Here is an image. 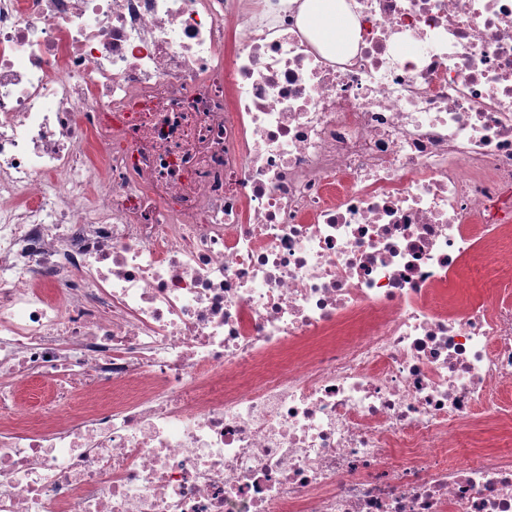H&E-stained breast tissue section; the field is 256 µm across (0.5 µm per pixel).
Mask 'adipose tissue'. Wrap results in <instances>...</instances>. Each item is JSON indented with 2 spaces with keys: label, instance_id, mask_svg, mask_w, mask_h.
Instances as JSON below:
<instances>
[{
  "label": "adipose tissue",
  "instance_id": "1",
  "mask_svg": "<svg viewBox=\"0 0 512 512\" xmlns=\"http://www.w3.org/2000/svg\"><path fill=\"white\" fill-rule=\"evenodd\" d=\"M298 26L322 52L332 56L351 51L359 39V24L346 0H304Z\"/></svg>",
  "mask_w": 512,
  "mask_h": 512
}]
</instances>
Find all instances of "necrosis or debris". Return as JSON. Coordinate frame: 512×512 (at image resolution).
<instances>
[{"mask_svg":"<svg viewBox=\"0 0 512 512\" xmlns=\"http://www.w3.org/2000/svg\"><path fill=\"white\" fill-rule=\"evenodd\" d=\"M301 2L0 0V512H512V0ZM300 30L329 55L356 48L359 24L346 0H304L298 16Z\"/></svg>","mask_w":512,"mask_h":512,"instance_id":"necrosis-or-debris-1","label":"necrosis or debris"}]
</instances>
